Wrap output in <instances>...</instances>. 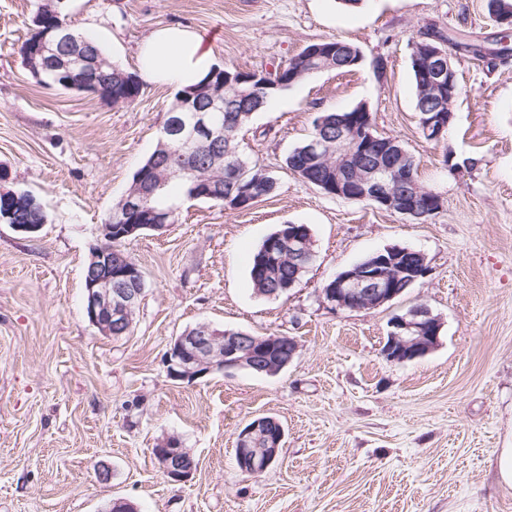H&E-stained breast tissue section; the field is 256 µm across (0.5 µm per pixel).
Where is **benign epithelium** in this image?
<instances>
[{"label":"benign epithelium","mask_w":512,"mask_h":512,"mask_svg":"<svg viewBox=\"0 0 512 512\" xmlns=\"http://www.w3.org/2000/svg\"><path fill=\"white\" fill-rule=\"evenodd\" d=\"M74 37L64 24L44 30L28 45L25 66L34 73L40 66L50 62L66 73L72 68L89 70L92 62L83 56H59L54 47L71 42ZM428 67L425 76L430 86L438 91H448V98L456 94V72L451 59L439 48L430 46L427 52ZM454 112L440 109H424L423 121L426 131L440 136L452 121ZM372 121H367L355 135V143L361 145L360 153L374 151L377 138L371 133ZM166 133L174 136L181 153L193 155L203 146L214 149L224 141V130L214 128L206 112H191L179 123L167 127ZM346 131L336 137H317L309 145L307 155L312 159L340 153V143ZM356 183L359 192L355 199L370 202L395 213L420 216L419 210L428 208L433 200H422L413 184L405 154L361 168L359 178L354 179L348 168L337 166L336 194L349 193L350 184ZM155 190L149 189L138 196L125 199L126 210L139 216L141 223L126 224L122 237H131L144 230L163 232L165 224H146L144 220L157 218V210L150 207ZM112 219L101 225V240L91 264L84 271L85 312L89 322L102 334L114 339L124 337L132 327V313L139 305L144 291V278L139 267L124 258L112 263V242L116 240ZM288 262L295 275L288 280L293 286L297 275L311 268L315 251L311 239L288 227ZM402 254L388 250L376 252L367 262L354 264L329 280L320 289V298L332 311L365 310L379 308L403 293L402 283L413 284L427 278L430 265L426 255L418 251L415 262L399 263ZM442 322L440 317L424 306L417 305L402 315L390 320V330L382 346L381 354L389 362L405 363L421 358L435 349L440 340ZM278 342L275 336H255L243 331L223 332L208 322H200L176 337L165 354L168 377L173 381L193 382L214 372L227 373L232 370L265 369L280 372L295 358L299 345L288 337V355L268 362L267 352ZM284 439L282 425L276 419L263 416L253 419L237 438V462L247 474H258L267 470L278 458ZM159 469L171 483L185 484L195 473L194 466L187 463L190 454L175 437L161 440L153 449Z\"/></svg>","instance_id":"1"}]
</instances>
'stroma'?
<instances>
[{
	"instance_id": "1",
	"label": "stroma",
	"mask_w": 512,
	"mask_h": 512,
	"mask_svg": "<svg viewBox=\"0 0 512 512\" xmlns=\"http://www.w3.org/2000/svg\"><path fill=\"white\" fill-rule=\"evenodd\" d=\"M73 28L137 72L151 30L182 25L216 65L270 71L327 39L355 44V70L325 71L256 114L242 147L277 181L243 211L188 201L164 233L126 248L145 292L128 335L101 334L84 312L83 272L101 224L153 151L175 90L144 83L127 105L37 80L19 48L38 0H0V167L7 188L42 204L35 235L0 224V512H512L499 471L512 448V59L457 57L461 94L445 136L425 139L415 109L411 42L427 26L491 38L488 0H65ZM387 62L385 81L370 69ZM364 104L378 133L414 156L441 195L424 223L329 197L284 169L314 113ZM473 159L451 172L445 155ZM303 224L310 272L287 296L258 297L254 254L278 225ZM392 245L423 252L431 274L361 311L326 309L322 285ZM441 317L439 345L403 364L381 348L393 316L416 305ZM300 348L275 376L245 370L169 379L170 342L199 322ZM271 416L285 429L277 462L236 464L240 430ZM177 437L197 462L182 485L153 450ZM108 467L109 481L98 478Z\"/></svg>"
}]
</instances>
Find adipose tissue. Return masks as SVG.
Instances as JSON below:
<instances>
[{"label": "adipose tissue", "instance_id": "adipose-tissue-1", "mask_svg": "<svg viewBox=\"0 0 512 512\" xmlns=\"http://www.w3.org/2000/svg\"><path fill=\"white\" fill-rule=\"evenodd\" d=\"M138 59L145 80L179 90L200 81L214 64L197 34L178 25L151 32L139 48Z\"/></svg>", "mask_w": 512, "mask_h": 512}]
</instances>
